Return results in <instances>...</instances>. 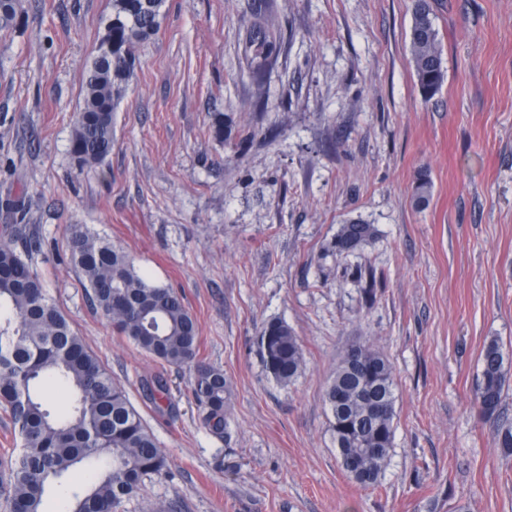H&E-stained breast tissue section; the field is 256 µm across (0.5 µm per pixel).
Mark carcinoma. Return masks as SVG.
<instances>
[{"label": "carcinoma", "instance_id": "carcinoma-1", "mask_svg": "<svg viewBox=\"0 0 512 512\" xmlns=\"http://www.w3.org/2000/svg\"><path fill=\"white\" fill-rule=\"evenodd\" d=\"M166 0H112V14L95 54L87 64L83 105L74 115L70 152L80 168L96 167L112 153L114 112L135 75L138 44L161 26ZM22 4L0 0V34L13 32ZM410 51L419 89L436 94L446 79L438 31L426 0H415ZM281 43L266 22L247 33L244 54L251 72L261 76ZM432 180L423 171L414 182L412 201L425 208ZM0 240V407L18 427L21 448L11 466L4 512H42L47 492L63 493L64 512H118L145 479L161 475L167 459L156 436L131 403L126 390L72 328L48 296L31 264L41 250L37 239L17 249V229ZM376 236L372 224L340 225L336 254L361 250ZM70 261L83 277L92 303L148 357L192 371L191 393L203 407L202 426L227 433L232 383L224 370L200 356L199 326L184 296L151 279L134 258L85 225L69 238ZM266 376L282 386L301 373L304 357L288 323L271 319L256 339ZM345 351L324 390L330 431L341 464L362 487H376L394 441L395 378L386 356L371 345ZM504 354L492 341L482 353L477 389L481 415L499 417L506 381ZM64 397L68 410L49 408L44 386ZM494 445L512 455V424L496 427Z\"/></svg>", "mask_w": 512, "mask_h": 512}]
</instances>
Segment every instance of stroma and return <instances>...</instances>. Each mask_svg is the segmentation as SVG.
<instances>
[{"instance_id": "35a3bbf8", "label": "stroma", "mask_w": 512, "mask_h": 512, "mask_svg": "<svg viewBox=\"0 0 512 512\" xmlns=\"http://www.w3.org/2000/svg\"><path fill=\"white\" fill-rule=\"evenodd\" d=\"M428 3L447 71L430 98L409 50L413 0H167L112 152L83 170L73 115L112 0H25L0 35V226L23 197L43 243L34 268L169 461L120 512H512V456L476 399L498 340L512 422V0ZM259 15L281 50L257 79L242 40ZM423 169L433 189L419 210ZM358 221L376 237L337 255L340 225ZM76 224L184 292L202 357L234 386L230 437L202 427L188 370L141 354L93 308L69 262ZM273 318L304 351L288 386L257 351ZM367 342L396 380L394 448L374 488L343 470L323 398L339 356ZM159 373L169 392L155 402L141 381Z\"/></svg>"}]
</instances>
